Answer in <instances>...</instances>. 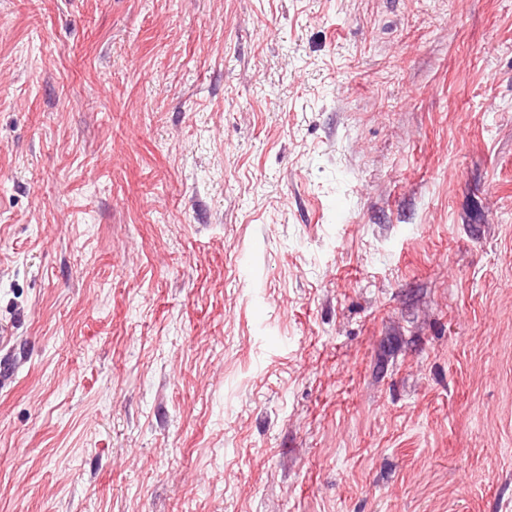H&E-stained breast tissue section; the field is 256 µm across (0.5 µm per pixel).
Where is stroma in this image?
<instances>
[{
	"mask_svg": "<svg viewBox=\"0 0 512 512\" xmlns=\"http://www.w3.org/2000/svg\"><path fill=\"white\" fill-rule=\"evenodd\" d=\"M0 512H512V0H0Z\"/></svg>",
	"mask_w": 512,
	"mask_h": 512,
	"instance_id": "1",
	"label": "stroma"
}]
</instances>
